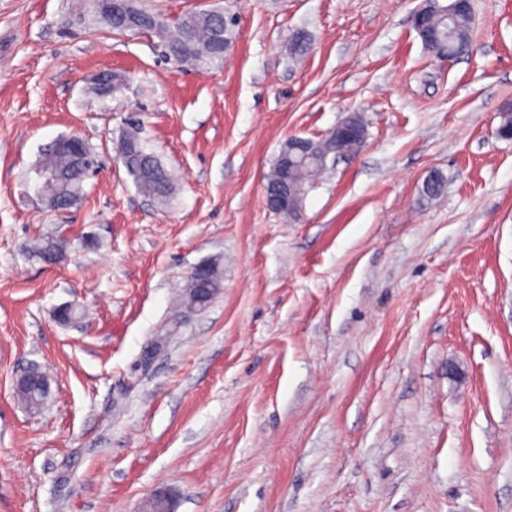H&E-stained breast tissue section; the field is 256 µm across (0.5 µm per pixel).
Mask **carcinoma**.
<instances>
[{
  "mask_svg": "<svg viewBox=\"0 0 512 512\" xmlns=\"http://www.w3.org/2000/svg\"><path fill=\"white\" fill-rule=\"evenodd\" d=\"M472 22L473 11H457L448 16L444 12V5L435 3L434 10L428 15L427 31L421 38L423 47L430 53L438 52L443 46L466 52L471 43ZM129 31L148 32L156 36L176 62L199 71H206L223 62L224 50L230 47L234 38L232 24L224 23L204 10L194 12L174 24L155 13L153 18L147 21H134ZM122 137L136 140L135 153L124 163L136 190L152 197L157 203H167L174 192L168 170L159 158L147 149L139 136L138 128L131 127L125 130ZM317 147L322 152L341 157L351 155L356 149V144L328 134L317 141ZM287 151L288 148L284 147L277 156L271 172L267 175L266 189L273 192L282 183L287 182L294 188L302 187L305 191H310L323 173L324 167L314 159L287 165L284 161ZM40 164L65 172L70 166V159L65 155L47 151L42 156ZM47 191L52 194L62 191L76 205L81 200L82 183L64 181L59 185L48 186ZM56 249L55 239L45 237L33 242L30 254L34 258H40ZM222 283L223 271L220 265H209L205 278L194 285L200 288L198 294H191L190 288L194 286L189 281H184V304L195 302L205 307L209 306L222 288Z\"/></svg>",
  "mask_w": 512,
  "mask_h": 512,
  "instance_id": "1",
  "label": "carcinoma"
}]
</instances>
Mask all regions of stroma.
Returning a JSON list of instances; mask_svg holds the SVG:
<instances>
[{
  "label": "stroma",
  "instance_id": "stroma-1",
  "mask_svg": "<svg viewBox=\"0 0 512 512\" xmlns=\"http://www.w3.org/2000/svg\"><path fill=\"white\" fill-rule=\"evenodd\" d=\"M421 2L220 0L235 38L194 72L91 0H0V512H136L158 487L177 512H512V0H474L452 60L424 49ZM102 70L124 77L108 95ZM351 113L362 150L298 218L269 210L288 138ZM132 124L169 204L116 155ZM72 134L100 168L54 211L32 169ZM45 236L65 262L29 255ZM213 260L221 290L178 316ZM33 364L37 412L14 393Z\"/></svg>",
  "mask_w": 512,
  "mask_h": 512
}]
</instances>
